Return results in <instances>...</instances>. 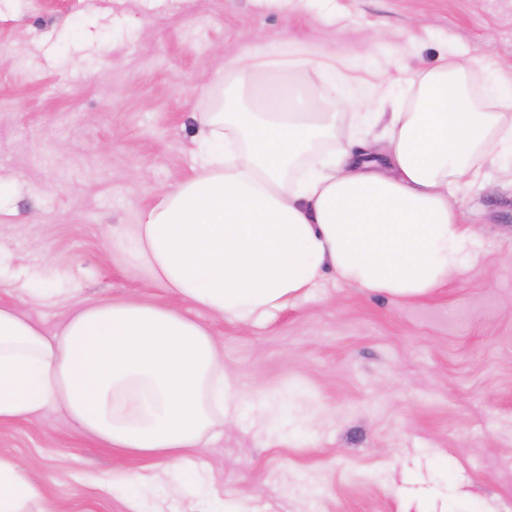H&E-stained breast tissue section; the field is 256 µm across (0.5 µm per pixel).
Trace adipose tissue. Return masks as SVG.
Wrapping results in <instances>:
<instances>
[{
    "instance_id": "adipose-tissue-1",
    "label": "adipose tissue",
    "mask_w": 512,
    "mask_h": 512,
    "mask_svg": "<svg viewBox=\"0 0 512 512\" xmlns=\"http://www.w3.org/2000/svg\"><path fill=\"white\" fill-rule=\"evenodd\" d=\"M475 60L414 68L413 108L395 107L375 156L337 155L335 109L301 106L287 85L253 84L250 104L204 113L191 176L161 188L134 229L137 258L176 299L249 326L305 297L325 271L367 292L428 296L482 254L452 203L491 151L512 155V90L473 94ZM243 395L224 377L211 330L172 306L89 302L55 330L0 305V422L64 410L103 447L171 460L234 418ZM106 484L152 512L154 477L113 470ZM42 483L0 456V512H28Z\"/></svg>"
}]
</instances>
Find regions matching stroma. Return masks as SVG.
I'll use <instances>...</instances> for the list:
<instances>
[{"mask_svg": "<svg viewBox=\"0 0 512 512\" xmlns=\"http://www.w3.org/2000/svg\"><path fill=\"white\" fill-rule=\"evenodd\" d=\"M477 55L512 78V0H0V304L49 330L86 302L171 304L130 230L191 175L197 114L242 97L225 58L301 91L334 69L351 99L336 145L357 157L388 135L357 113L407 104L405 64ZM484 172L455 198L482 260L432 295L327 272L256 326L182 304L235 388L267 396L191 450L215 478L204 495L61 411L0 422V455L68 512H129L99 482L116 468L154 474L159 512H512V170Z\"/></svg>", "mask_w": 512, "mask_h": 512, "instance_id": "stroma-1", "label": "stroma"}]
</instances>
